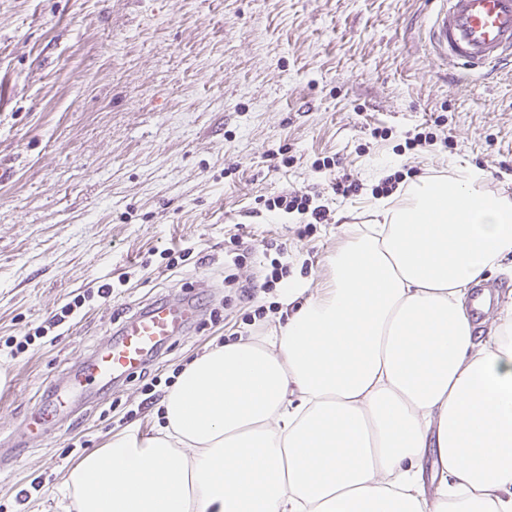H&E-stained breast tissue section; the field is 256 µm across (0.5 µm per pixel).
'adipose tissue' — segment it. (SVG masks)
<instances>
[{
	"label": "adipose tissue",
	"mask_w": 512,
	"mask_h": 512,
	"mask_svg": "<svg viewBox=\"0 0 512 512\" xmlns=\"http://www.w3.org/2000/svg\"><path fill=\"white\" fill-rule=\"evenodd\" d=\"M476 166L404 186L281 290L277 330L210 347L69 471L73 512H512V306L473 287L512 257V198ZM433 491H426L424 478Z\"/></svg>",
	"instance_id": "1"
}]
</instances>
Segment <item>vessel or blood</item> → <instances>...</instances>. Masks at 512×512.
Segmentation results:
<instances>
[{"label": "vessel or blood", "mask_w": 512, "mask_h": 512, "mask_svg": "<svg viewBox=\"0 0 512 512\" xmlns=\"http://www.w3.org/2000/svg\"><path fill=\"white\" fill-rule=\"evenodd\" d=\"M423 26L435 65L462 74L492 72L512 59V0H438ZM196 315L190 301H164L127 322L118 338L79 360L69 378L53 386L49 405L27 419L43 432L77 400L143 366L169 339L181 335Z\"/></svg>", "instance_id": "vessel-or-blood-1"}]
</instances>
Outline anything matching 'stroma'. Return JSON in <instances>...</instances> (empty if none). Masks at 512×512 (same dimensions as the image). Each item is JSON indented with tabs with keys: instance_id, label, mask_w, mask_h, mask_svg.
Wrapping results in <instances>:
<instances>
[{
	"instance_id": "1",
	"label": "stroma",
	"mask_w": 512,
	"mask_h": 512,
	"mask_svg": "<svg viewBox=\"0 0 512 512\" xmlns=\"http://www.w3.org/2000/svg\"><path fill=\"white\" fill-rule=\"evenodd\" d=\"M430 10V0H0V448L18 451L0 470V512H64L72 466L114 434H152L180 369L245 334L257 306L267 324L285 320L279 291L259 289L277 256L264 242L285 244L289 281L314 291L390 175L476 165L485 190L512 197V65L449 78L421 38ZM421 132L432 145L413 144ZM345 174L358 194L333 191ZM293 190L324 206L323 223L262 207ZM180 246L193 264L166 269L162 250ZM237 246L240 280L258 286L248 301L225 296ZM188 294L203 313L153 359L155 397L137 373L59 430L27 433L79 358L153 301ZM77 297L56 337H35ZM35 479L44 492L18 501Z\"/></svg>"
}]
</instances>
